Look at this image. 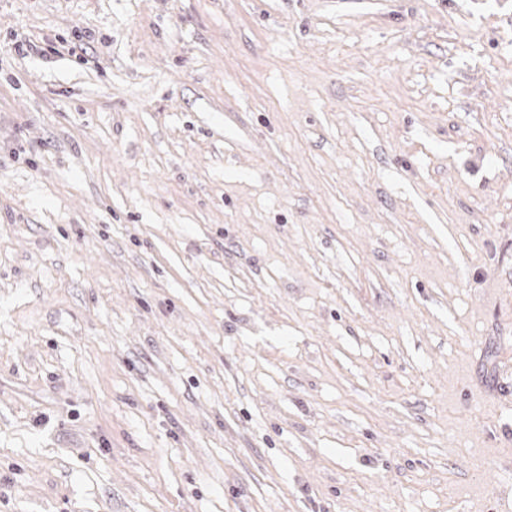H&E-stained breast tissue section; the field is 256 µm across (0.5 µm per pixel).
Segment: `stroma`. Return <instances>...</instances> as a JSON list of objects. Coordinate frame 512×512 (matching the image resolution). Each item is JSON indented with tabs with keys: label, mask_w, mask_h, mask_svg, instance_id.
I'll list each match as a JSON object with an SVG mask.
<instances>
[{
	"label": "stroma",
	"mask_w": 512,
	"mask_h": 512,
	"mask_svg": "<svg viewBox=\"0 0 512 512\" xmlns=\"http://www.w3.org/2000/svg\"><path fill=\"white\" fill-rule=\"evenodd\" d=\"M0 512H512V0H0Z\"/></svg>",
	"instance_id": "35a3bbf8"
}]
</instances>
